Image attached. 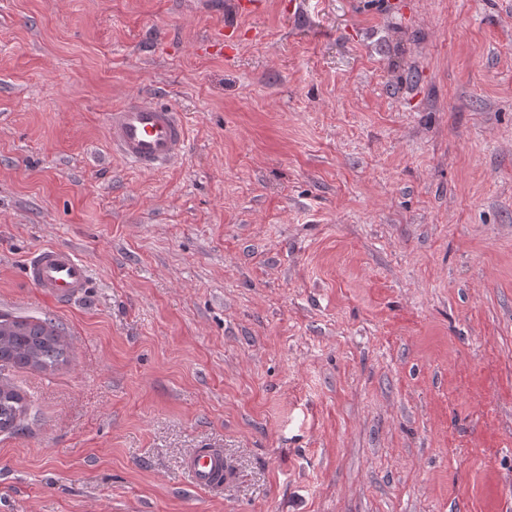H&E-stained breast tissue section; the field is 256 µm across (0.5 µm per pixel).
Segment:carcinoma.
<instances>
[{
  "label": "carcinoma",
  "mask_w": 512,
  "mask_h": 512,
  "mask_svg": "<svg viewBox=\"0 0 512 512\" xmlns=\"http://www.w3.org/2000/svg\"><path fill=\"white\" fill-rule=\"evenodd\" d=\"M12 365L52 368L66 360V348L53 322L29 323L3 317L0 320V360ZM23 406L13 390L0 392V430L21 433Z\"/></svg>",
  "instance_id": "1"
}]
</instances>
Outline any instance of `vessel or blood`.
<instances>
[{"label": "vessel or blood", "mask_w": 512, "mask_h": 512, "mask_svg": "<svg viewBox=\"0 0 512 512\" xmlns=\"http://www.w3.org/2000/svg\"><path fill=\"white\" fill-rule=\"evenodd\" d=\"M106 130L115 151L144 170L161 168L184 153L188 129L179 112L158 101L133 96L106 115ZM24 276L53 300L65 303L88 287L91 273L85 261L64 246H47L24 264ZM183 467L195 486L217 489L228 476L224 454L215 448H197Z\"/></svg>", "instance_id": "1"}]
</instances>
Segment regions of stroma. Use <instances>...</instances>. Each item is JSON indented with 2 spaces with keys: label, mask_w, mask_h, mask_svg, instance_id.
Instances as JSON below:
<instances>
[{
  "label": "stroma",
  "mask_w": 512,
  "mask_h": 512,
  "mask_svg": "<svg viewBox=\"0 0 512 512\" xmlns=\"http://www.w3.org/2000/svg\"><path fill=\"white\" fill-rule=\"evenodd\" d=\"M3 314L69 358L0 365V512H512V0H0ZM106 130L112 149L148 171L181 157L188 139L179 112L143 96L130 97L107 112ZM24 276L59 303L78 297L91 280L86 262L64 246H47L36 251L24 264ZM22 414L20 396L12 389L0 392V430L8 429L13 433H22L26 429L21 419ZM183 467L191 476L194 485L200 488L218 489L228 476L224 453L215 448L192 450L184 458Z\"/></svg>",
  "instance_id": "obj_1"
}]
</instances>
